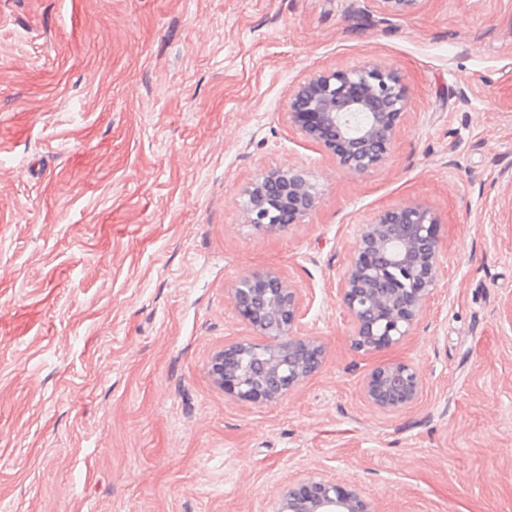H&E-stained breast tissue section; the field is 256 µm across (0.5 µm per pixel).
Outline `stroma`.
Returning a JSON list of instances; mask_svg holds the SVG:
<instances>
[{"mask_svg": "<svg viewBox=\"0 0 512 512\" xmlns=\"http://www.w3.org/2000/svg\"><path fill=\"white\" fill-rule=\"evenodd\" d=\"M408 88L387 160L353 177L289 124L317 71ZM309 170L303 223L245 224L260 172ZM440 223L410 336L356 350L338 293L357 225ZM275 268L320 371L277 404L208 364L249 338L231 290ZM0 512H270L306 472L376 512H512V0H0ZM418 403L363 398L375 367ZM424 383L419 370L405 362H391L374 368L366 377V402L384 413L410 409L420 399Z\"/></svg>", "mask_w": 512, "mask_h": 512, "instance_id": "obj_1", "label": "stroma"}]
</instances>
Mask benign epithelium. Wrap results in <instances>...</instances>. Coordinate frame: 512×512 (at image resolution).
Returning <instances> with one entry per match:
<instances>
[{
    "mask_svg": "<svg viewBox=\"0 0 512 512\" xmlns=\"http://www.w3.org/2000/svg\"><path fill=\"white\" fill-rule=\"evenodd\" d=\"M389 16L414 12L421 0H372ZM408 90L401 75L376 64L318 72L300 83L288 103V123L318 144L350 176L365 175L388 157L405 114ZM245 223L263 232L301 224L316 208L311 174L288 165L258 173L244 190ZM439 220L422 202L381 210L358 226L340 277L339 295L354 347L372 352L410 335L436 290ZM398 271L401 278L392 276ZM234 307L254 338L224 345L209 363L214 383L232 398L277 403L316 373L323 347L297 335L302 316L299 289L275 269L247 273L232 288ZM260 352L258 373L241 356ZM419 370L405 362L374 368L366 377V402L384 413L413 407L423 393ZM272 512H376L354 483L307 473L282 485Z\"/></svg>",
    "mask_w": 512,
    "mask_h": 512,
    "instance_id": "1",
    "label": "benign epithelium"
}]
</instances>
